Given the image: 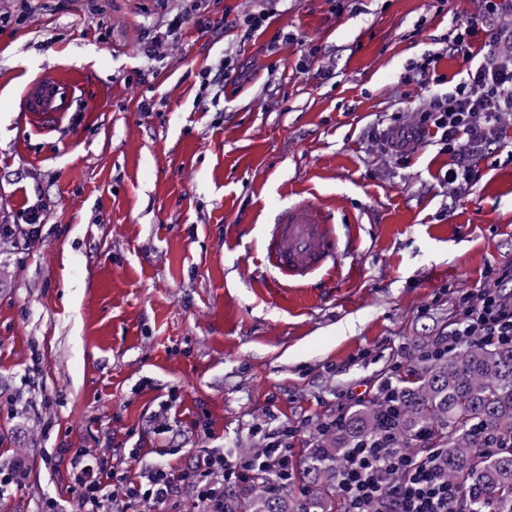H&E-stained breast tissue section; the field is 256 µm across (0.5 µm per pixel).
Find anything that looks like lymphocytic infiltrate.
<instances>
[{
  "label": "lymphocytic infiltrate",
  "instance_id": "obj_1",
  "mask_svg": "<svg viewBox=\"0 0 512 512\" xmlns=\"http://www.w3.org/2000/svg\"><path fill=\"white\" fill-rule=\"evenodd\" d=\"M164 0L166 18L144 54L152 62L167 58L179 40L186 17L198 32L236 30L241 40L265 31L280 0H246L235 16H214L211 0ZM474 12L453 15L445 39L449 58L465 67L448 93L434 95L419 106L394 113L377 139L386 164L406 163L410 147L430 138L452 162L443 176L448 197L456 201L484 177L481 162L500 147L512 128V0H476ZM484 42H476L478 33ZM512 263L489 270L480 287L458 290L456 320L428 343L430 352H448L471 341L512 342ZM292 428L272 427L262 436L255 456L230 457L223 449H209L197 466L176 470L154 464L140 471H119L110 454L64 448L76 492L77 512H120L134 501L164 505L184 489L194 493L193 512H224V487L234 479L257 480L273 473L288 482V440ZM344 512H476L473 486L450 481L441 450L422 437L412 452L394 444L392 431L364 437L346 451V464L336 477Z\"/></svg>",
  "mask_w": 512,
  "mask_h": 512
}]
</instances>
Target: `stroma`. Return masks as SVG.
<instances>
[{
	"label": "stroma",
	"instance_id": "stroma-1",
	"mask_svg": "<svg viewBox=\"0 0 512 512\" xmlns=\"http://www.w3.org/2000/svg\"><path fill=\"white\" fill-rule=\"evenodd\" d=\"M435 3L352 0L333 18L325 0H283L245 43L189 21L145 84L160 0H18L0 24V211L22 224L39 203L44 220L0 257V469L26 470L0 489V512H43L51 498L74 512L58 449L182 469L208 445L253 446L270 408L294 428L299 462L310 420L351 394L370 402L376 374L456 317L454 290L512 261V128L454 205L449 155L421 144L383 169L368 137L449 91L403 79L451 13L475 9ZM278 32L293 41L263 52ZM311 46L335 79H315ZM228 55L244 76L199 102V72ZM52 73L74 77L73 104L45 130L24 100ZM308 199L343 224L346 250L334 273L291 288L262 241L280 209Z\"/></svg>",
	"mask_w": 512,
	"mask_h": 512
}]
</instances>
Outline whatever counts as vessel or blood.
Here are the masks:
<instances>
[{
    "mask_svg": "<svg viewBox=\"0 0 512 512\" xmlns=\"http://www.w3.org/2000/svg\"><path fill=\"white\" fill-rule=\"evenodd\" d=\"M32 117L49 123L68 108L56 80L42 79L26 93ZM341 238L328 215L317 205L302 203L283 210L266 237L265 258L278 281L304 286L312 278L329 275L340 257Z\"/></svg>",
    "mask_w": 512,
    "mask_h": 512,
    "instance_id": "b4317fda",
    "label": "vessel or blood"
}]
</instances>
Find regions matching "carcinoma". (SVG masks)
Instances as JSON below:
<instances>
[{"label":"carcinoma","mask_w":512,"mask_h":512,"mask_svg":"<svg viewBox=\"0 0 512 512\" xmlns=\"http://www.w3.org/2000/svg\"><path fill=\"white\" fill-rule=\"evenodd\" d=\"M397 441L412 448L422 432L441 448L448 477L469 482L478 509L512 512V344L481 342L455 355L420 356L393 401L359 404L336 428L319 429L320 448L300 462V496L263 484L240 492L239 512H336V471L345 449L379 433L388 422ZM496 440L487 452L488 439Z\"/></svg>","instance_id":"1"}]
</instances>
